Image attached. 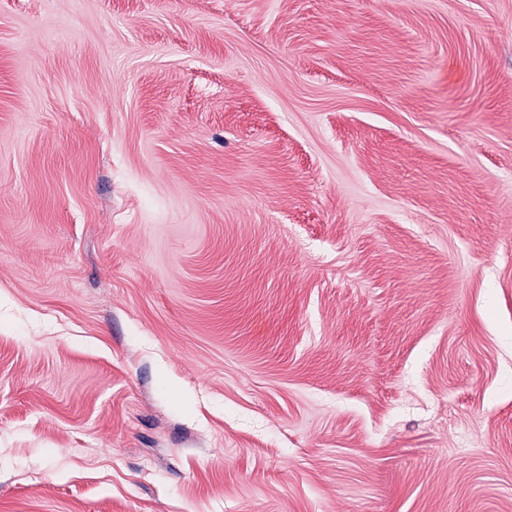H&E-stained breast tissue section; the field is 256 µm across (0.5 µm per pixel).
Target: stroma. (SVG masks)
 Returning a JSON list of instances; mask_svg holds the SVG:
<instances>
[{"mask_svg":"<svg viewBox=\"0 0 512 512\" xmlns=\"http://www.w3.org/2000/svg\"><path fill=\"white\" fill-rule=\"evenodd\" d=\"M0 512H512V0H0Z\"/></svg>","mask_w":512,"mask_h":512,"instance_id":"stroma-1","label":"stroma"}]
</instances>
